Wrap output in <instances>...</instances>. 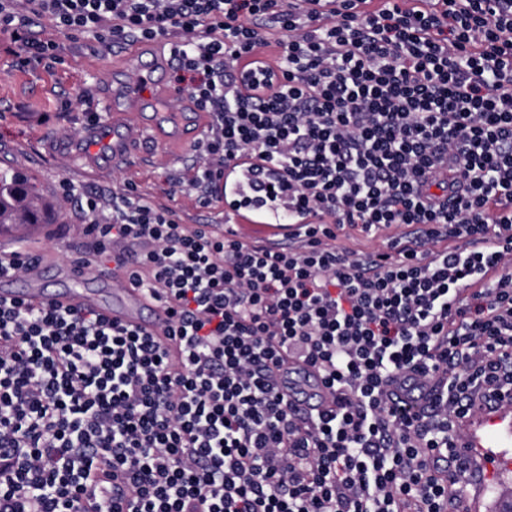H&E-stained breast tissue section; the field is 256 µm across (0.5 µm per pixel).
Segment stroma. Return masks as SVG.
I'll use <instances>...</instances> for the list:
<instances>
[{
	"mask_svg": "<svg viewBox=\"0 0 512 512\" xmlns=\"http://www.w3.org/2000/svg\"><path fill=\"white\" fill-rule=\"evenodd\" d=\"M61 46L60 63L47 68L35 65L14 70L12 58L0 53V167L12 165L32 174L48 201L56 208L54 224L47 230L31 228L13 235L0 236V249L24 245L32 254L63 265L85 251L80 236L70 230L71 205L60 192L61 181H69L79 189L112 195L126 184L136 186L150 200L171 204L187 224H220L224 221L222 204L198 207L194 199L182 195L169 197L173 178L189 180L193 173V150L181 137L175 136L172 125L163 130L169 152L181 153L183 159L169 160V152H158L146 167L97 166L89 161L90 146L85 136L83 102L92 96L101 102L121 80L115 63L133 68L141 50L137 44L108 47L89 37L73 38L54 33ZM480 433L487 449H471L470 455L478 469L462 491L469 512H498L495 497L498 491L512 489V442L501 444L497 427L483 420Z\"/></svg>",
	"mask_w": 512,
	"mask_h": 512,
	"instance_id": "stroma-1",
	"label": "stroma"
}]
</instances>
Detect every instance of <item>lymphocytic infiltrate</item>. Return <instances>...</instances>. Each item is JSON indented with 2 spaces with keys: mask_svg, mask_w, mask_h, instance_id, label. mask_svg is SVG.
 <instances>
[{
  "mask_svg": "<svg viewBox=\"0 0 512 512\" xmlns=\"http://www.w3.org/2000/svg\"><path fill=\"white\" fill-rule=\"evenodd\" d=\"M0 0L16 69L58 31L162 42L210 117L204 207L288 218L291 248L62 182L161 334L0 298V512H448L459 422L512 395V0ZM384 239L359 256L351 233ZM328 397L300 412L285 366Z\"/></svg>",
  "mask_w": 512,
  "mask_h": 512,
  "instance_id": "f902f5d3",
  "label": "lymphocytic infiltrate"
}]
</instances>
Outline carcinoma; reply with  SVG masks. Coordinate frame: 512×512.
<instances>
[{"instance_id":"cac0c4a2","label":"carcinoma","mask_w":512,"mask_h":512,"mask_svg":"<svg viewBox=\"0 0 512 512\" xmlns=\"http://www.w3.org/2000/svg\"><path fill=\"white\" fill-rule=\"evenodd\" d=\"M48 204L33 177L0 171V231L11 224L42 223Z\"/></svg>"}]
</instances>
